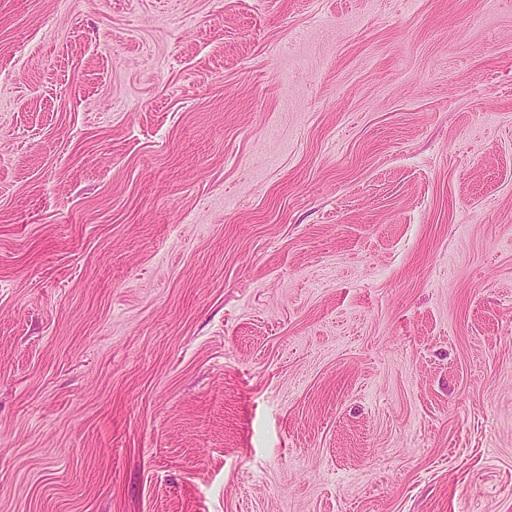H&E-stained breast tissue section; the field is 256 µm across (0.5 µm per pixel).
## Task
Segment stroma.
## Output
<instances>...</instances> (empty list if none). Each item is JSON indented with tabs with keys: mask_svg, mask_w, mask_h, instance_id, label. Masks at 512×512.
I'll return each instance as SVG.
<instances>
[{
	"mask_svg": "<svg viewBox=\"0 0 512 512\" xmlns=\"http://www.w3.org/2000/svg\"><path fill=\"white\" fill-rule=\"evenodd\" d=\"M0 512H512V0H0Z\"/></svg>",
	"mask_w": 512,
	"mask_h": 512,
	"instance_id": "obj_1",
	"label": "stroma"
}]
</instances>
